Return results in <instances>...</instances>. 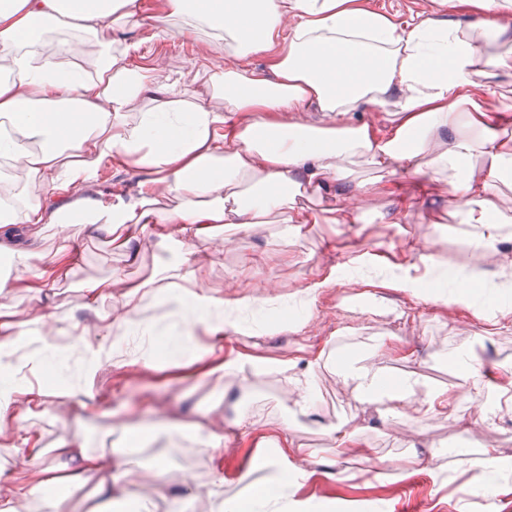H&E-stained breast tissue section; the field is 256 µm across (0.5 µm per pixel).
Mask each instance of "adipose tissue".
<instances>
[{
  "instance_id": "obj_1",
  "label": "adipose tissue",
  "mask_w": 512,
  "mask_h": 512,
  "mask_svg": "<svg viewBox=\"0 0 512 512\" xmlns=\"http://www.w3.org/2000/svg\"><path fill=\"white\" fill-rule=\"evenodd\" d=\"M133 28L160 38L205 33L231 62L204 59V94L178 79L158 84L137 62L140 41L121 36ZM480 34L463 38L428 16L401 25L348 11L344 0H165L148 20L138 0H0V258L7 261L0 296L29 295L23 321L0 318V444L37 454L33 411L87 408L101 369L148 366L160 353L197 360L201 334L218 342L228 331L253 335L259 325L299 332L319 296L370 271L418 304L463 306L481 320L492 302L500 316L512 315L511 278L487 281L478 265L451 268L415 253L390 263L367 249L317 268L289 311L205 283L216 253L212 228L286 225L275 242L285 253L304 225L323 219L300 204L305 192L345 185L373 193L382 180L421 169L447 183L477 249L495 248L512 224V213L495 203L512 187V151L498 141L492 114L458 94L479 75L482 38L498 40L505 31L485 21ZM276 42L288 51L273 71L252 66ZM377 106L392 110L379 129L363 117ZM312 107L324 124L280 119ZM118 158L141 174L134 197H83L68 212L46 210V195L81 189ZM475 158L486 163L479 178L468 167ZM47 224L58 241L51 252L37 246ZM75 224L105 239L127 264L139 262L146 242L165 262L138 281L118 270L87 283L85 305L107 298L112 312L101 334L84 333L64 356L51 337L59 319L47 301L77 260ZM471 282L482 283L481 295L468 291ZM326 357L318 347L300 375L291 358H269L265 366L287 376L295 405L307 413ZM337 375L356 400L408 410L411 422L433 414L470 426L442 392L410 378L390 385L357 357L342 359ZM270 444L263 489L248 495L249 512H314L297 495L311 475L301 443L287 435ZM55 449L76 461V471L63 474L51 463L0 469V512H69L71 495L88 484L99 506L149 512V495L116 492L109 456L64 437ZM52 483L66 485L68 495H44Z\"/></svg>"
}]
</instances>
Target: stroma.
<instances>
[{"label":"stroma","mask_w":512,"mask_h":512,"mask_svg":"<svg viewBox=\"0 0 512 512\" xmlns=\"http://www.w3.org/2000/svg\"><path fill=\"white\" fill-rule=\"evenodd\" d=\"M349 6L360 13L386 14L403 24L429 14L466 37L471 34V25L485 16L483 0H349ZM142 50L144 65L159 82L179 76L199 92L208 90V74L195 64L200 55L215 53L206 38L148 39ZM501 51L498 44L484 46L478 84L466 88L465 93L482 103L496 99V110L505 117L500 138L512 144V71L497 69L489 61ZM354 201L353 207L337 213L335 223L306 226L289 259L271 256L245 279L238 278L237 273L248 256L268 248L281 227L261 224L242 238L234 229H226L230 242L209 273L210 285L228 295L247 292L276 296L289 306L316 267L343 262L359 250L382 251L396 259L403 249L414 246L424 253L447 257L450 264L458 266L468 265L476 255L468 245L473 229L454 221L446 184L419 175L405 181L399 194L362 193ZM394 209L400 212L396 224L389 221ZM476 256L487 275L500 274L512 263V238ZM119 265V259L102 241H85L80 264L51 298L65 332L101 325L111 311V302L85 307L81 290L89 280L110 276ZM411 305L408 296L394 289L355 278L319 297L304 331L231 334L225 337L221 353L244 359L291 357L302 366L312 348L329 338L335 358L353 354L365 357L367 363L381 367L388 375L419 379L460 405H467L478 395H494L495 376L512 369V320L479 321L471 310L439 305L425 307L423 317L411 321L401 316ZM339 327L345 328V335H336ZM469 341L476 344L480 372L474 386L463 383L461 368L449 356L452 348ZM396 345L410 351V358H398L392 351ZM199 374V364L163 359L148 368L104 369L96 381L97 407L78 418L51 412L31 416L29 422L40 434L42 455L33 458L25 450H15L6 466L28 470L51 461L54 443L62 436L82 441L88 450L115 456L123 450L125 439L137 437L159 420L175 416L189 424L210 416L224 426L222 447L187 456L166 435H158L146 448L140 469L123 477L122 482L136 489L148 475L159 473L154 512H211L205 495L188 500L184 489L210 484L219 469L224 474L225 494H233L241 487L247 466L268 451L260 437L236 434V410L246 407L270 429L288 430L303 443L312 474L298 494L323 501L329 512H489L481 488L475 485L477 471L465 450L481 442L512 451V408L502 410L491 426L479 423L469 433L437 416L413 425L400 415L381 413L376 405L352 400L342 392L336 369L330 365L318 372L317 409L305 416L294 406L288 381L281 375L249 370L218 394L212 386L199 383ZM343 423L361 429L363 442L378 458L406 464L411 453H439L444 483H433L428 472L407 464L400 480L381 481L360 454L339 459L326 429Z\"/></svg>","instance_id":"35a3bbf8"}]
</instances>
